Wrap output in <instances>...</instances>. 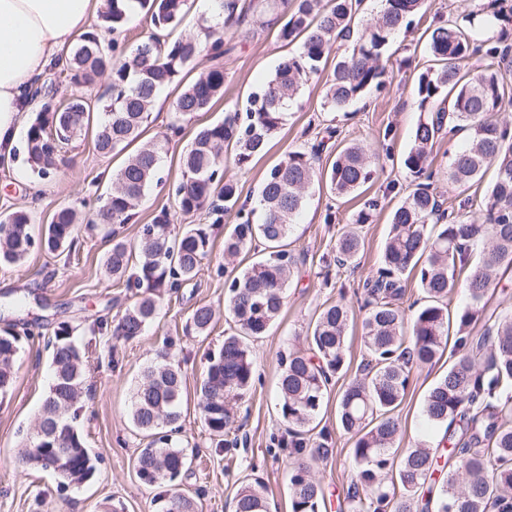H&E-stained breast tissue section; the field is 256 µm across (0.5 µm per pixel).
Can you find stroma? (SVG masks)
Returning <instances> with one entry per match:
<instances>
[{"label": "stroma", "instance_id": "stroma-1", "mask_svg": "<svg viewBox=\"0 0 512 512\" xmlns=\"http://www.w3.org/2000/svg\"><path fill=\"white\" fill-rule=\"evenodd\" d=\"M476 0H425L410 28L395 34L385 55L388 86L369 90L362 98L341 111L323 109L326 73L306 78L296 102L289 107L285 121L269 141L267 152L247 169H238L233 151H226L227 175L237 181L239 201L254 206L265 174L289 151L319 145L315 165L328 170L344 146L365 148L375 174L362 192L338 197L325 181L309 187L300 217L287 240V250L295 260L285 290V306L267 334L253 341L251 348L260 374L247 397L237 404L239 428L229 433V445L213 441L200 417L199 383L208 366V355L218 349L234 330L226 308L228 280L267 254L263 241L234 257L224 254V238L236 224L235 212L215 218L210 210L182 213L174 203L172 187L181 178V157L197 129L222 121L227 110L244 108L251 91L268 81L281 60L295 52L292 44L281 42L277 21L282 9H251L246 19L253 37L239 40L236 29H226L227 51L224 66V95L209 111L187 118L179 135L169 137L162 159L164 184L152 186L130 223L108 228L80 224L71 250L49 254L34 250L16 266H0V329L13 326L22 336V349L15 362L14 383L0 401V512H160L156 491L136 476L135 458L145 439L129 419L131 395L142 369L157 349L168 348L186 378L182 402L180 439L191 463L179 479V489L192 497L195 512H233V498L244 477L260 478L267 486L271 512H290L288 457L278 449L284 433L278 409L277 382L279 356L288 351H304L321 309L345 300L351 316L346 337L347 358L358 367L365 348L361 322L365 314L359 299L363 283L380 265L392 208L406 194L409 185L404 159L412 142L415 126L423 112L412 88L418 73L427 66L425 35L439 22L459 19L475 10ZM88 31L104 43L119 42L133 50L151 32L146 13L128 22L120 33H112L99 14H92ZM391 135L390 151H383L384 135ZM465 132L445 135L434 148L433 188L447 201L448 209L463 214L469 201L481 199L492 182L493 173L469 187L451 183L447 177L451 153L464 145ZM123 155L101 156L92 136L76 140L59 171L40 180L26 162L24 145L0 158V215L29 212L33 234H41L53 214L63 206L88 215L97 196L112 186V172L123 162ZM377 207L369 223L360 225L363 247L357 267L335 266L324 271L332 259L341 229L352 223L368 200ZM167 212L171 224L210 225V247L202 259L196 278L183 284L177 293L165 294L157 321L143 336L131 341L113 338L106 322L131 306L138 298L136 289L112 280L105 259L113 239L136 243L144 225L160 212ZM28 295L29 308L20 314L5 311L4 304L15 295ZM211 305L215 318L206 335L187 327L194 308ZM76 329L75 335L88 352L94 372L88 382L85 408L76 425L95 459L94 477L81 487L62 485L51 472L37 468L21 469L16 460L23 440L34 424L51 378L52 350L49 339L58 323ZM445 356L431 368L414 372L413 382L396 414L400 432L394 451L403 454L417 443L436 446L445 429L428 426L422 419V406L432 385L452 364ZM350 374L336 375L318 418L321 428L332 435L333 454L320 463L316 476L324 491L322 512H355L348 497L355 466L350 455L352 442L336 427L337 399L350 382Z\"/></svg>", "mask_w": 512, "mask_h": 512}]
</instances>
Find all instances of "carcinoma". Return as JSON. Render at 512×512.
I'll return each instance as SVG.
<instances>
[{
  "mask_svg": "<svg viewBox=\"0 0 512 512\" xmlns=\"http://www.w3.org/2000/svg\"><path fill=\"white\" fill-rule=\"evenodd\" d=\"M189 0H104L101 18L119 29L129 5L150 12L151 34L133 52L117 43L104 44L93 34L82 36L58 67V83L91 84L104 75L109 82L95 102L72 97L56 104L57 88L38 85L31 102L40 108L26 135L27 163L44 179L58 169L61 153L89 128L91 114L102 118L94 130V148L117 154L138 139L159 92L172 85L202 53L217 58L226 53L224 27L200 25L194 35L170 39L188 10ZM224 23L240 24L251 8L247 0H213ZM363 0H293L292 12L278 28L287 43L300 41L298 51L284 59L274 76L251 92L244 110L227 111L224 120L201 127L181 158L182 178L175 198L184 214L207 206L237 209V223L224 238V253L235 256L263 240L269 255L241 271L229 284L228 311L236 333L209 355L199 385L201 416L212 439L224 441L235 426V404L245 398L256 377L257 363L249 342L267 333L280 316L285 288L295 261L284 249L306 190L317 177L316 153L304 148L266 174L257 207L238 205L236 182L224 173V150L247 167L264 155L270 138L300 91L303 79L321 70L338 38L350 32ZM488 0L468 16L490 15L500 24L497 45L486 47L467 34L466 27L447 22L429 33L431 65L417 76L414 93L420 106H430L419 120L404 166L414 188L390 213V230L381 264L364 283L363 345L368 359L338 401L337 427L352 440L356 466L349 497L361 512H512V312L491 315L476 329L489 299L499 292L504 274L512 271V126L495 119L505 105L506 73L488 64L475 77L465 72L467 60L481 52L504 59L512 37V5ZM423 0H380L376 19L359 31L351 53L336 60L326 81L324 106L342 110L372 87L386 85L382 58L391 38L409 26ZM224 94V67L211 66L181 87L173 102L171 127L186 116L204 112ZM467 132L466 145L448 164V180L464 186L482 180L495 168L496 178L478 205V215H448V223L432 224L441 203L434 193L432 150L442 135ZM165 144H143L112 172V188L99 196L89 224H126L158 178ZM372 179L362 147L351 145L336 154L328 174L332 193L348 196ZM224 205H218V202ZM78 214L61 207L40 238L31 231V215L15 211L0 218V263L18 264L38 247L54 254L71 245ZM484 243L481 259L472 263V246ZM210 245L209 226L187 224L172 230L166 212L142 230L138 245L112 243L106 267L116 281L140 290L138 300L113 320L112 336L125 341L143 335L160 314L161 290L175 293L193 280ZM336 264L356 263L361 239L353 230L336 240ZM413 274L424 293L405 339L401 300L404 276ZM468 298L457 315L454 347L460 354L447 374L429 390L424 404L427 423L447 422L435 448L416 446L398 457L392 452L399 432L394 411L401 405L413 372L440 360L449 340L448 294L458 276ZM214 319L208 305L196 307L190 323L196 333L208 332ZM349 306L338 301L322 309L310 336L309 352H290L280 359V415L285 435L279 446L288 450L291 512H319L324 499L314 469L332 454L331 435L314 432L332 378L347 364ZM75 328L61 322L52 340L49 390L32 432L19 453L25 467L53 458L63 448L65 463L56 476L64 485H80L94 475L95 465L76 427L82 410L88 360L74 336ZM21 337L0 330V397L14 381V364ZM184 377L179 365L161 351L141 373L134 389L130 422L149 439L135 460L138 478L160 489L161 512H193L192 501L178 492L176 475L184 472L188 454L174 435L181 430ZM395 471L387 485L383 474ZM234 512H270L267 489L256 479L242 485L234 497Z\"/></svg>",
  "mask_w": 512,
  "mask_h": 512,
  "instance_id": "cac0c4a2",
  "label": "carcinoma"
}]
</instances>
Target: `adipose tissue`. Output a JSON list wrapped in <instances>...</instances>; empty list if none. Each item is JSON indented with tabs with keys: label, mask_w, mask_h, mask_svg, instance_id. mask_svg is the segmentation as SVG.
Masks as SVG:
<instances>
[{
	"label": "adipose tissue",
	"mask_w": 512,
	"mask_h": 512,
	"mask_svg": "<svg viewBox=\"0 0 512 512\" xmlns=\"http://www.w3.org/2000/svg\"><path fill=\"white\" fill-rule=\"evenodd\" d=\"M100 0H0V154H11L28 92L73 44Z\"/></svg>",
	"instance_id": "1"
}]
</instances>
